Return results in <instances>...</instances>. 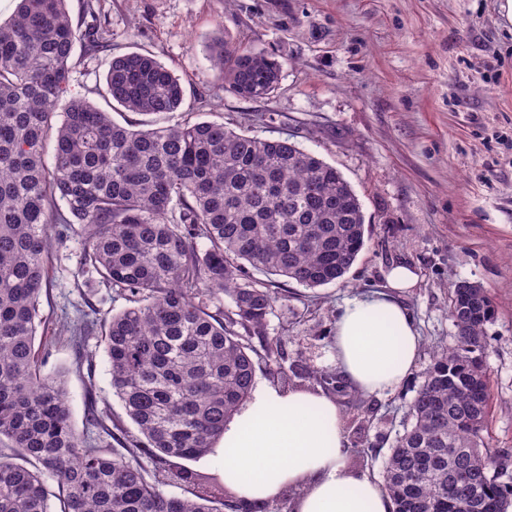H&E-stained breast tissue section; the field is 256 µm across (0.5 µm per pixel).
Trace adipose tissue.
Returning <instances> with one entry per match:
<instances>
[{"instance_id":"ef3b65f1","label":"adipose tissue","mask_w":512,"mask_h":512,"mask_svg":"<svg viewBox=\"0 0 512 512\" xmlns=\"http://www.w3.org/2000/svg\"><path fill=\"white\" fill-rule=\"evenodd\" d=\"M416 280L410 268L395 266L390 293L348 299L337 317L334 358L356 390L382 395L410 375L420 337L395 293ZM215 452L225 485L254 512H271L291 489L299 492L291 512H392L377 482L349 466L343 412L327 394L258 386L225 424Z\"/></svg>"}]
</instances>
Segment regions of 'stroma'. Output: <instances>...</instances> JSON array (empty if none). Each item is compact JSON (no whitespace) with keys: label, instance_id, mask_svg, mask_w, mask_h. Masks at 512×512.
<instances>
[{"label":"stroma","instance_id":"stroma-1","mask_svg":"<svg viewBox=\"0 0 512 512\" xmlns=\"http://www.w3.org/2000/svg\"><path fill=\"white\" fill-rule=\"evenodd\" d=\"M106 15L112 53L152 54L186 89L183 112L262 137L293 136L336 166L357 192L366 246L344 281L315 289L288 283L265 337L249 336L256 384L319 390L337 374L332 330L345 301L385 290L398 265L418 276L400 294L420 335L416 365L388 395L347 390L338 402L351 465L381 478L389 448L435 350L453 346L450 286L486 289L495 315L484 355L493 412L485 438L512 459V28L498 0H68ZM221 37L268 52L284 64L279 90L249 101L231 92L203 54ZM111 53V54H112ZM77 239L55 245L51 288L40 314L48 325L45 369L66 379L72 420L87 427L89 399L108 401L112 419L134 431L112 394L101 335L76 362L64 333L87 307L109 317L127 302L97 284L76 286ZM281 338L282 356L261 349Z\"/></svg>","mask_w":512,"mask_h":512}]
</instances>
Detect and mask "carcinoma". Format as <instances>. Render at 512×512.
<instances>
[{
    "label": "carcinoma",
    "mask_w": 512,
    "mask_h": 512,
    "mask_svg": "<svg viewBox=\"0 0 512 512\" xmlns=\"http://www.w3.org/2000/svg\"><path fill=\"white\" fill-rule=\"evenodd\" d=\"M67 2L17 0L0 23V512H235L234 492L184 462L209 454L251 396L253 348L239 329L266 336L277 301L254 273L310 289L343 280L365 246L362 204L335 166L288 138L218 121L158 125L150 116H174L185 89L151 55L109 57L92 93L146 116L115 122L71 89L76 42L96 56L112 33L90 4L73 21ZM204 53L245 100L280 86L283 63L266 52L215 38ZM73 237L77 277L130 303L67 328L78 355L101 330L112 393L139 436L123 440L92 402L89 425L123 453L75 428L63 377L43 372L35 346L52 243ZM449 314L456 343L436 352L411 401L383 489L393 512H507L512 483L483 435L493 301L460 282Z\"/></svg>",
    "instance_id": "obj_1"
}]
</instances>
